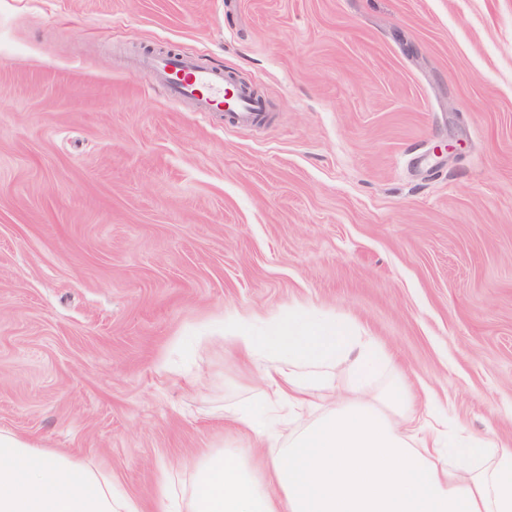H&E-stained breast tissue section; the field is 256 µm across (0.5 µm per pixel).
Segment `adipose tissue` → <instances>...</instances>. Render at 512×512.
I'll list each match as a JSON object with an SVG mask.
<instances>
[{"label":"adipose tissue","instance_id":"obj_1","mask_svg":"<svg viewBox=\"0 0 512 512\" xmlns=\"http://www.w3.org/2000/svg\"><path fill=\"white\" fill-rule=\"evenodd\" d=\"M224 340L263 367L265 408L229 417L266 451L256 463L232 449L203 454L185 512H512V447L431 415L352 322L299 309L248 328L230 314ZM343 363L349 397L335 394ZM281 404L288 415L278 419ZM0 512L143 509L115 505L111 474L0 431Z\"/></svg>","mask_w":512,"mask_h":512}]
</instances>
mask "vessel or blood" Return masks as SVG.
Instances as JSON below:
<instances>
[{
	"mask_svg": "<svg viewBox=\"0 0 512 512\" xmlns=\"http://www.w3.org/2000/svg\"><path fill=\"white\" fill-rule=\"evenodd\" d=\"M140 69L149 81L165 84L171 99L194 100L201 114L218 112L225 121L247 126L264 111L263 102L237 86L232 75L201 67L192 59L151 57L142 60Z\"/></svg>",
	"mask_w": 512,
	"mask_h": 512,
	"instance_id": "obj_1",
	"label": "vessel or blood"
}]
</instances>
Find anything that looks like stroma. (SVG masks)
I'll list each match as a JSON object with an SVG mask.
<instances>
[{
  "instance_id": "obj_1",
  "label": "stroma",
  "mask_w": 512,
  "mask_h": 512,
  "mask_svg": "<svg viewBox=\"0 0 512 512\" xmlns=\"http://www.w3.org/2000/svg\"><path fill=\"white\" fill-rule=\"evenodd\" d=\"M166 54L270 120L173 101ZM293 307L512 442V0H0V431L182 498L263 451L225 315ZM140 70L151 82L164 83L171 99H191L197 112L209 116L224 113V121L236 125H255L264 112V104L237 86L231 74L199 66L194 60L180 56L151 57L142 60ZM181 73L179 81L172 73Z\"/></svg>"
}]
</instances>
